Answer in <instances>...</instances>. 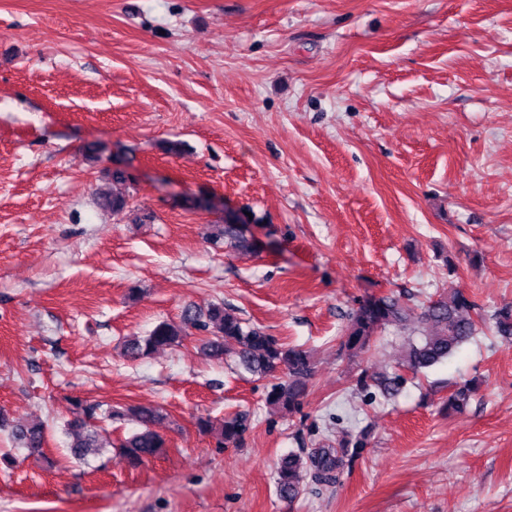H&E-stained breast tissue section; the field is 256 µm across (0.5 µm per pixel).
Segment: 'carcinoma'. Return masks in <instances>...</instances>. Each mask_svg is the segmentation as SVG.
<instances>
[{"label": "carcinoma", "instance_id": "cac0c4a2", "mask_svg": "<svg viewBox=\"0 0 512 512\" xmlns=\"http://www.w3.org/2000/svg\"><path fill=\"white\" fill-rule=\"evenodd\" d=\"M104 179L109 184L122 187L120 191L102 189L98 192L104 208L116 217L132 218L135 224L153 222L152 212L132 206L130 189L133 184L124 169H108ZM248 223L250 220L245 212L233 218H223L215 225L216 231L209 235L210 243L216 248L251 249V243L243 233V225ZM475 310V302L459 288H453L417 308L400 296L370 297L350 312L340 349L350 356L366 352L374 338L391 327H404L410 318H415L412 335L405 342L393 372L366 370L357 380L365 390L376 386L387 396H395L408 382L448 360L477 334L479 323ZM491 320L498 335L512 337V306L495 310ZM191 329L207 334L202 344L207 356L220 359L233 355L245 371L274 379L266 395L270 410L291 414L298 409L307 383L314 374L311 351L281 342L262 326L246 321L222 303L212 304L204 310L189 306L183 310L179 321H160L148 334L128 339L124 345V356L136 360L159 349L176 346ZM473 391V386L466 382L451 388L446 401L448 410H463ZM70 405L72 418L65 423V433L69 438L68 448L78 459L108 447L99 441L98 433V424L105 420L129 421L139 426V430L119 445L129 466L136 468L166 452L167 439L156 430V425L166 420L168 415L159 405L138 404L121 411L104 410L101 403L81 396L70 398ZM196 428L203 434L218 435L226 447H237L248 429V417L238 414L219 422L199 417ZM12 435L33 453L41 452L45 442V428L41 423L16 424L12 427ZM367 437L363 430L356 434L347 432L336 448L322 445L311 449L304 458L297 455L283 458L275 479L280 498L292 502L303 493L300 477L303 469L316 484L337 482L345 459L359 453L366 446Z\"/></svg>", "mask_w": 512, "mask_h": 512}]
</instances>
